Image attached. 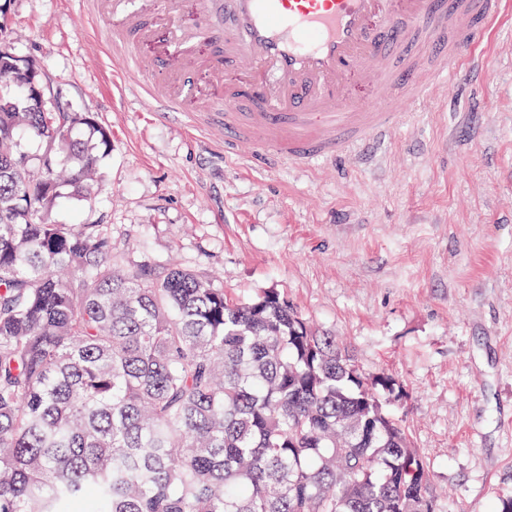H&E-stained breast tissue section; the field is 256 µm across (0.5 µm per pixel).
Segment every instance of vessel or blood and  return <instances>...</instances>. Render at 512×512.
Wrapping results in <instances>:
<instances>
[{
    "label": "vessel or blood",
    "instance_id": "1",
    "mask_svg": "<svg viewBox=\"0 0 512 512\" xmlns=\"http://www.w3.org/2000/svg\"><path fill=\"white\" fill-rule=\"evenodd\" d=\"M86 2L112 25L120 77L137 74L138 93L179 114L206 74L216 96L190 127H223L226 156L269 168L378 152L403 121L391 101L422 97L420 73L458 75L512 14V0H202L219 46L202 57L180 21L182 0ZM159 29L163 55L142 56ZM356 85L368 99L353 95Z\"/></svg>",
    "mask_w": 512,
    "mask_h": 512
}]
</instances>
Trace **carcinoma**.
Wrapping results in <instances>:
<instances>
[{
	"instance_id": "carcinoma-1",
	"label": "carcinoma",
	"mask_w": 512,
	"mask_h": 512,
	"mask_svg": "<svg viewBox=\"0 0 512 512\" xmlns=\"http://www.w3.org/2000/svg\"><path fill=\"white\" fill-rule=\"evenodd\" d=\"M0 3V512H437L370 374L274 288L235 300L190 269L59 224L109 139L43 112ZM44 144L38 162L19 149Z\"/></svg>"
}]
</instances>
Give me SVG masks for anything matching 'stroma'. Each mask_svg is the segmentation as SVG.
I'll return each instance as SVG.
<instances>
[{"mask_svg": "<svg viewBox=\"0 0 512 512\" xmlns=\"http://www.w3.org/2000/svg\"><path fill=\"white\" fill-rule=\"evenodd\" d=\"M16 53L47 108L86 112L110 138L100 190L62 189L54 221L112 227L117 247L217 276L228 296L280 291L370 372L395 377L438 512H493L512 495V18L478 80L427 79L379 159L304 173L224 157L188 113L160 116L114 88L82 0H11Z\"/></svg>", "mask_w": 512, "mask_h": 512, "instance_id": "1", "label": "stroma"}]
</instances>
